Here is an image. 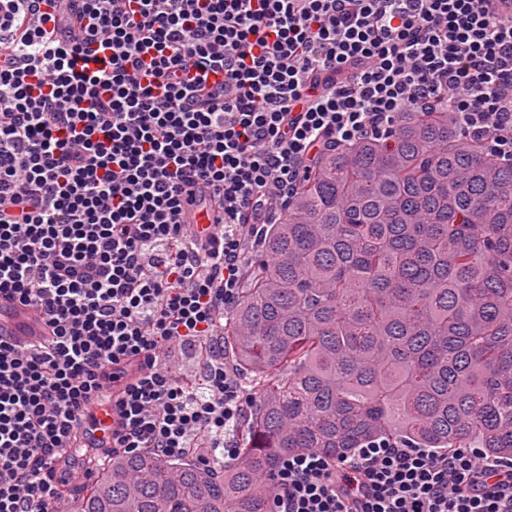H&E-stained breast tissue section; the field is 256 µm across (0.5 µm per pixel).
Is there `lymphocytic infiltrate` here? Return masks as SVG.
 <instances>
[{"label":"lymphocytic infiltrate","instance_id":"obj_1","mask_svg":"<svg viewBox=\"0 0 512 512\" xmlns=\"http://www.w3.org/2000/svg\"><path fill=\"white\" fill-rule=\"evenodd\" d=\"M447 102L512 164V12L501 0H0V293L40 348L0 340V512H56L69 458L198 440L234 462L252 395L224 361L254 219L309 161ZM209 188L224 220L185 208ZM208 348L203 383L163 363ZM118 418L86 438L94 410ZM269 512H512V459L394 440L282 457ZM203 196L202 203L187 209L183 214V222L193 224L199 230L208 229L213 224H221L224 220V212L211 204L206 189Z\"/></svg>","mask_w":512,"mask_h":512}]
</instances>
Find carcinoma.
Wrapping results in <instances>:
<instances>
[{
    "instance_id": "cac0c4a2",
    "label": "carcinoma",
    "mask_w": 512,
    "mask_h": 512,
    "mask_svg": "<svg viewBox=\"0 0 512 512\" xmlns=\"http://www.w3.org/2000/svg\"><path fill=\"white\" fill-rule=\"evenodd\" d=\"M224 316L255 413L222 474L112 455L71 512H266L291 453L394 438L512 458V166L448 106L322 153Z\"/></svg>"
}]
</instances>
